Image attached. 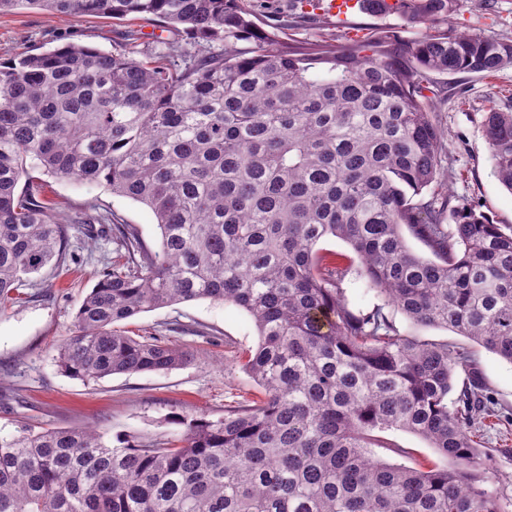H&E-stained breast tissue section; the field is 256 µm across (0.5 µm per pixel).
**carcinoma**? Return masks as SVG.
<instances>
[{"instance_id": "carcinoma-1", "label": "carcinoma", "mask_w": 512, "mask_h": 512, "mask_svg": "<svg viewBox=\"0 0 512 512\" xmlns=\"http://www.w3.org/2000/svg\"><path fill=\"white\" fill-rule=\"evenodd\" d=\"M294 2L296 17L328 23L321 0ZM360 2L423 32L300 43L249 0H0V13L151 16L194 37L178 63L70 43L0 64V305L67 261L68 226L41 200L30 158L44 175L144 204L161 235L155 249L110 214L74 216L89 234L112 225L116 257L57 350L65 374L185 365L188 351L123 323L210 299L253 320L259 341L243 369L263 389L217 419L176 418L174 440L0 432V512H508L481 448L498 414L474 352L401 334L390 307L512 365V226L473 212L448 226L452 195L430 191L445 150L432 75L512 66V37L441 29L460 0H401L395 13L387 0ZM483 133L512 192V112L490 109ZM328 237L350 247L381 303L348 308L347 267L318 249ZM389 429L424 438L448 463L375 457V432Z\"/></svg>"}]
</instances>
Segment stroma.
<instances>
[{
	"label": "stroma",
	"mask_w": 512,
	"mask_h": 512,
	"mask_svg": "<svg viewBox=\"0 0 512 512\" xmlns=\"http://www.w3.org/2000/svg\"><path fill=\"white\" fill-rule=\"evenodd\" d=\"M450 26L493 38L512 36V0H464ZM159 39L187 41L185 34L168 31L157 21L120 24L32 9L0 13L1 63L69 43L118 52ZM439 81L448 87L447 100L434 107L436 121L447 131L445 186L459 210L512 226V193L494 176L483 135L486 112L512 111V66L491 74H444ZM46 183L61 223L69 227V249L82 262L44 268L34 275L24 302L0 310V430L97 426L113 442L175 432L176 415L216 418L225 406L258 400L260 389L239 362L258 343L255 325L242 309L208 299L153 309L126 323L133 333L162 336L188 350L191 361L178 369L99 380L72 378L61 371L57 348L70 336L78 308L113 256L111 235L87 236L73 223L75 212L91 205L114 214L120 223L135 225L154 247L160 233L147 206L112 195L105 185L51 177ZM319 248L324 254L346 256L351 263L343 288L352 310L379 303V296L354 270L357 258L344 242L328 238ZM475 354L500 415L498 424L484 432L485 446L496 453V472L512 476V457L505 454L512 448V365L481 347ZM381 441L376 454L390 463L427 466L441 460L425 439L411 433L388 430Z\"/></svg>",
	"instance_id": "35a3bbf8"
}]
</instances>
